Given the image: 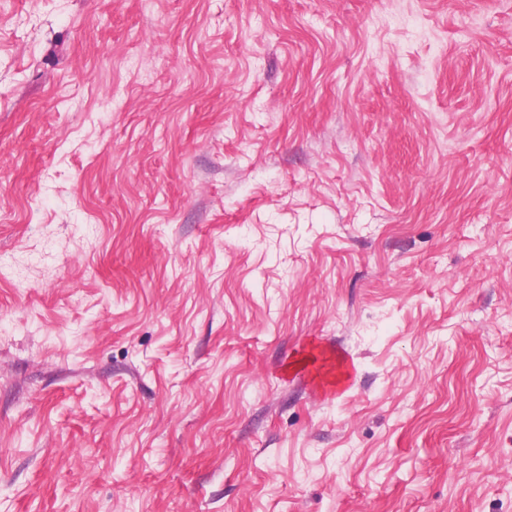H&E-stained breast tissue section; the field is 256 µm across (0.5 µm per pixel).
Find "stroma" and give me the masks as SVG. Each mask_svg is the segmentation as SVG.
<instances>
[{
    "mask_svg": "<svg viewBox=\"0 0 512 512\" xmlns=\"http://www.w3.org/2000/svg\"><path fill=\"white\" fill-rule=\"evenodd\" d=\"M0 512H512V0H0Z\"/></svg>",
    "mask_w": 512,
    "mask_h": 512,
    "instance_id": "35a3bbf8",
    "label": "stroma"
}]
</instances>
